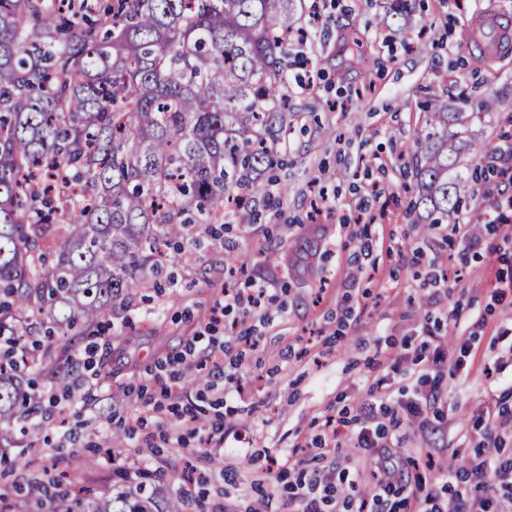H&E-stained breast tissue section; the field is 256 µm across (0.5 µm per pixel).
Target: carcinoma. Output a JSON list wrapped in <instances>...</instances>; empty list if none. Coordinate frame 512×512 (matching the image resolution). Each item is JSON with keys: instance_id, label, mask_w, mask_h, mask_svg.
Masks as SVG:
<instances>
[{"instance_id": "carcinoma-1", "label": "carcinoma", "mask_w": 512, "mask_h": 512, "mask_svg": "<svg viewBox=\"0 0 512 512\" xmlns=\"http://www.w3.org/2000/svg\"><path fill=\"white\" fill-rule=\"evenodd\" d=\"M0 0V335L5 313L37 314L66 333L98 326L136 289L156 288L240 191L253 212L258 179L288 138L289 39L303 0ZM419 0H381L408 27ZM477 111L425 107L415 132L409 210L425 236L460 218L456 169L491 153ZM51 225V262L35 249ZM27 352L0 356V444L39 408ZM64 512H184L143 483L89 495L64 490Z\"/></svg>"}]
</instances>
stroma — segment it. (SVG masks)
Returning <instances> with one entry per match:
<instances>
[{"mask_svg":"<svg viewBox=\"0 0 512 512\" xmlns=\"http://www.w3.org/2000/svg\"><path fill=\"white\" fill-rule=\"evenodd\" d=\"M313 3L320 20L288 58L290 131L281 165L262 177L257 220L230 222L220 242L202 238L192 260L175 267V287L142 288L134 305L114 307L94 342L97 369L68 365L86 340L45 341L34 369L39 383L66 366L75 391L64 415H31L14 443L0 448V510L43 468L96 493L122 485L121 465L133 461L166 494L190 487L185 512H248L258 496L253 459L287 455L315 468L299 436L319 438L325 416L355 414L368 393L393 403L412 398L434 351L429 334L451 350L468 343L475 361L436 378L440 433L424 449L402 448L404 467L433 479L430 461L449 458L462 468L475 460L472 425L488 401L481 366L498 363L503 374L512 373V295L494 292L495 271L512 268V234L464 223L417 236L408 215V163L423 101L457 106L462 97L494 93L498 109L475 129L491 145L495 167H512V144L500 137L512 132V53L486 66L468 37L489 13L512 21V0H423L426 34L413 51L398 23L381 24L377 0ZM351 31L359 41L357 65L343 41ZM472 167L467 158L459 168L468 214L512 196L503 178L473 182ZM371 183L383 189L380 201L368 199ZM321 187L336 210L313 224L307 215ZM451 256L465 274L447 296L423 304L427 260ZM232 266L242 270L241 287L265 285L277 302L270 322L241 320L242 335L259 337L260 345L236 369L237 385L226 388L224 426L212 433L210 457L193 460L195 436L180 443L155 428H127L138 393L155 397L174 383L158 366L198 334ZM69 426L77 429L72 447H52L51 438ZM241 428L245 441L229 447ZM90 458L96 469H85Z\"/></svg>","mask_w":512,"mask_h":512,"instance_id":"obj_1","label":"stroma"}]
</instances>
